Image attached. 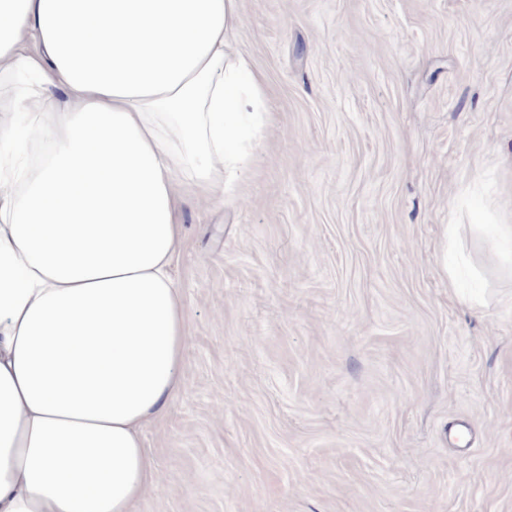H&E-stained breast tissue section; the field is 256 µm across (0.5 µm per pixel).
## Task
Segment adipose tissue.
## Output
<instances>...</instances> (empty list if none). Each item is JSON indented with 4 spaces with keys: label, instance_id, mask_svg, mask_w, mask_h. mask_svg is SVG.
Segmentation results:
<instances>
[{
    "label": "adipose tissue",
    "instance_id": "adipose-tissue-1",
    "mask_svg": "<svg viewBox=\"0 0 512 512\" xmlns=\"http://www.w3.org/2000/svg\"><path fill=\"white\" fill-rule=\"evenodd\" d=\"M238 0H0V512H134L180 392L177 186L224 199L262 81ZM66 94L58 102L53 90Z\"/></svg>",
    "mask_w": 512,
    "mask_h": 512
}]
</instances>
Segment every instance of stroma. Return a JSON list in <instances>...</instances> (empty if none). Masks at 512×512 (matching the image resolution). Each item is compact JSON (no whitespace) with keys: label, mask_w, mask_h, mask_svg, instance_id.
<instances>
[{"label":"stroma","mask_w":512,"mask_h":512,"mask_svg":"<svg viewBox=\"0 0 512 512\" xmlns=\"http://www.w3.org/2000/svg\"><path fill=\"white\" fill-rule=\"evenodd\" d=\"M268 118L189 185L136 512H512V0H238ZM483 308L448 291V227Z\"/></svg>","instance_id":"35a3bbf8"}]
</instances>
